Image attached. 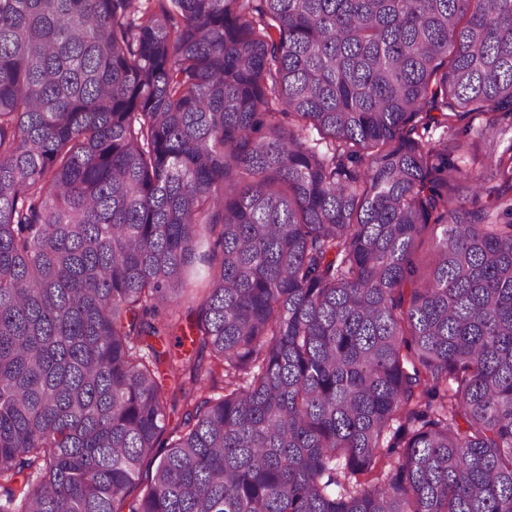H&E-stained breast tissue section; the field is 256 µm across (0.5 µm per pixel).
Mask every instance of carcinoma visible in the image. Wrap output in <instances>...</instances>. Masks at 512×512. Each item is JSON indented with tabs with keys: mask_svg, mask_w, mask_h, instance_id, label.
I'll return each instance as SVG.
<instances>
[{
	"mask_svg": "<svg viewBox=\"0 0 512 512\" xmlns=\"http://www.w3.org/2000/svg\"><path fill=\"white\" fill-rule=\"evenodd\" d=\"M486 111L512 0H0V512H512V196L433 141ZM198 268V267H197ZM197 268L194 269V274L192 280L194 281L196 288H194L187 296L175 307L170 308V311L176 316L180 315L181 321L179 323V329H176L177 336H183V332L187 331L186 329V319L188 318V314L193 312L190 316V319H194L195 313L194 310L198 307L199 303L202 301L206 290L205 288V277L202 272Z\"/></svg>",
	"mask_w": 512,
	"mask_h": 512,
	"instance_id": "carcinoma-1",
	"label": "carcinoma"
}]
</instances>
